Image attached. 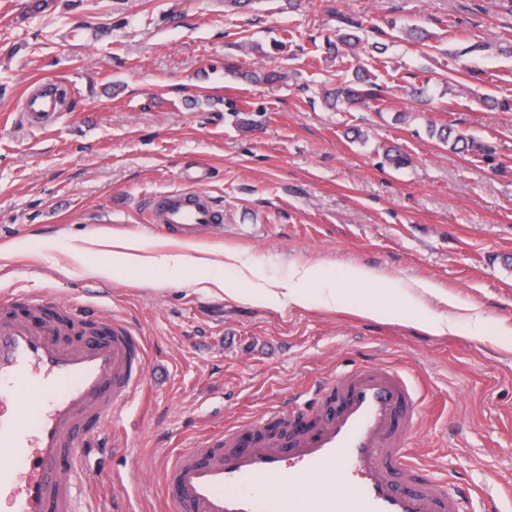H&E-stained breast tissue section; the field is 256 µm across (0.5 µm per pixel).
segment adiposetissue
Masks as SVG:
<instances>
[{
  "label": "adipose tissue",
  "mask_w": 512,
  "mask_h": 512,
  "mask_svg": "<svg viewBox=\"0 0 512 512\" xmlns=\"http://www.w3.org/2000/svg\"><path fill=\"white\" fill-rule=\"evenodd\" d=\"M113 262L126 266L129 270L136 271L145 266L167 265L171 267L181 266L186 253L195 252L199 255V265H207L211 268L208 277L209 283L216 287H223L224 280L221 276L218 263L208 262L207 258L199 254L200 247L195 243H185L183 252L162 256L147 254L141 241L134 239L112 238ZM321 266L317 263H306L292 268L287 281L270 286L261 284L252 288L249 297L254 304H266L270 298L284 297L289 303L304 305L309 303L312 296H319L321 303L327 307H352L355 315L370 319H379L384 316L385 308L380 301L381 295L393 298L405 311V316L420 330L433 335L444 336L447 334H462L465 336H481L495 340L504 335L502 323L489 320L484 317H476L467 324H459L446 314L431 313L426 305L427 299L439 297L437 288L426 281H418L411 285H405L394 280H384L383 292L369 290L368 285L375 275L363 266L346 265L342 274L337 278L333 287L320 288L319 292H312V285H318L320 281ZM351 286L364 287V294L357 302H349L347 289Z\"/></svg>",
  "instance_id": "ef3b65f1"
}]
</instances>
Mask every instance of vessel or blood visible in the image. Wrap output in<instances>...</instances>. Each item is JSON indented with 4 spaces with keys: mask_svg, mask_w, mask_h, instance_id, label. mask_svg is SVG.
<instances>
[{
    "mask_svg": "<svg viewBox=\"0 0 512 512\" xmlns=\"http://www.w3.org/2000/svg\"><path fill=\"white\" fill-rule=\"evenodd\" d=\"M33 118L56 115L54 98L29 94ZM206 175L157 196L151 218L168 235L191 240L224 224V211L202 190ZM68 329L78 337H58ZM146 350L124 319L98 327L93 315L58 302L43 321L0 301V496L11 512H75L63 458L78 462L96 433L142 384ZM296 395L295 403L307 400ZM313 424L293 423L274 442L265 419L253 436L215 435L181 452L163 469L168 512H464L466 495L406 458L420 405L398 369L372 364L322 383L314 392Z\"/></svg>",
    "mask_w": 512,
    "mask_h": 512,
    "instance_id": "obj_1",
    "label": "vessel or blood"
}]
</instances>
